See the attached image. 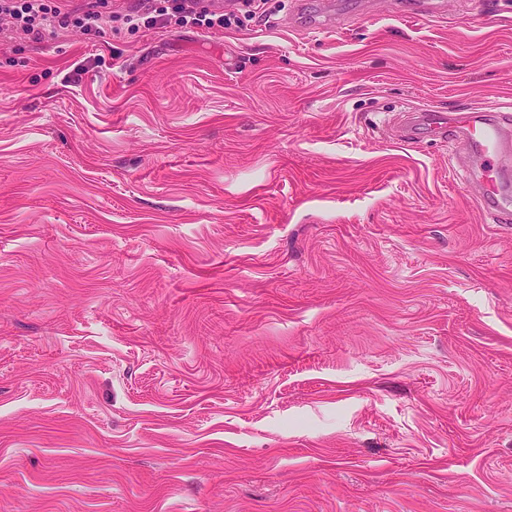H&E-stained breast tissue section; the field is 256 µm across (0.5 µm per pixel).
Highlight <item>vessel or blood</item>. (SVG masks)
Masks as SVG:
<instances>
[{"instance_id":"vessel-or-blood-1","label":"vessel or blood","mask_w":512,"mask_h":512,"mask_svg":"<svg viewBox=\"0 0 512 512\" xmlns=\"http://www.w3.org/2000/svg\"><path fill=\"white\" fill-rule=\"evenodd\" d=\"M421 134L433 139L463 137L471 159L467 184L482 211L494 219L512 212V185L494 168L495 161L512 154V114L497 108L423 109L409 117L401 137L413 142Z\"/></svg>"}]
</instances>
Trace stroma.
<instances>
[{"mask_svg":"<svg viewBox=\"0 0 512 512\" xmlns=\"http://www.w3.org/2000/svg\"><path fill=\"white\" fill-rule=\"evenodd\" d=\"M107 2L0 17V512H512V223L393 139L512 111V0ZM105 2L83 0H2L0 13L9 14L26 32L40 36L44 26L74 27L84 34H100L105 17L99 10ZM169 6L160 10L158 18L162 27H185L207 25L210 28L218 27L226 29L239 21V16L234 12L220 15L216 19L208 17L209 12L203 6V0H167Z\"/></svg>","mask_w":512,"mask_h":512,"instance_id":"obj_1","label":"stroma"}]
</instances>
